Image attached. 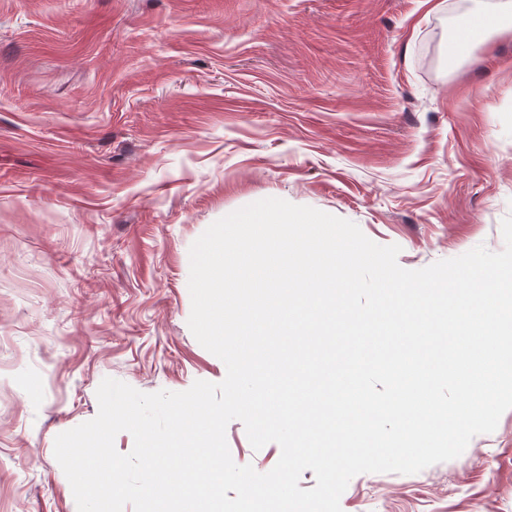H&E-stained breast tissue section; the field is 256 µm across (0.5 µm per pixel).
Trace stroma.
I'll use <instances>...</instances> for the list:
<instances>
[{
  "label": "stroma",
  "instance_id": "35a3bbf8",
  "mask_svg": "<svg viewBox=\"0 0 512 512\" xmlns=\"http://www.w3.org/2000/svg\"><path fill=\"white\" fill-rule=\"evenodd\" d=\"M499 0H0V512H77L54 456L113 378L218 383L189 249L280 198L418 270L501 251L512 214V26ZM236 464L270 471L241 421ZM342 512H512V410L459 457L363 473ZM480 26L479 21H473L469 27L464 29H458L453 37L448 42V63L454 64L455 59L457 58V53L461 45L466 43L471 39V42L474 44L484 42L489 34L491 33L490 28H485L482 26L481 28L475 30ZM475 30V31H474ZM474 32V33H473ZM473 34V35H472Z\"/></svg>",
  "mask_w": 512,
  "mask_h": 512
}]
</instances>
